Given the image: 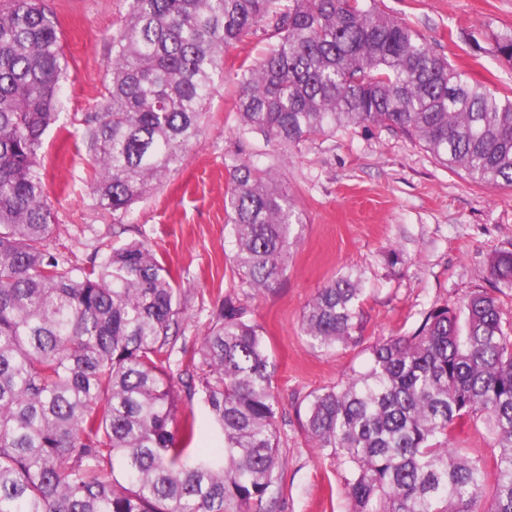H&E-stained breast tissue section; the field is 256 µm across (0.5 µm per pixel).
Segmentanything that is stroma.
Segmentation results:
<instances>
[{
    "mask_svg": "<svg viewBox=\"0 0 512 512\" xmlns=\"http://www.w3.org/2000/svg\"><path fill=\"white\" fill-rule=\"evenodd\" d=\"M378 2L472 81L512 87V63L489 43L490 34L512 30V0ZM44 6L59 21L69 74L59 118L39 152L54 215L52 251L79 267L99 263L111 247L133 239L158 254L186 295L170 358L177 384L191 371V354L224 298L245 307L276 364L282 464L276 512H350L335 457L314 448L304 428L311 394L363 370L373 344L408 335L432 306L459 302L487 286L491 257L512 250V189L476 185L383 126L347 127L300 146L286 161L262 135H240L235 73L242 59L257 60L267 49L259 34L225 54L224 73L205 106V132L182 166L116 224L110 212L91 204L93 170L82 118L105 91L109 38L128 2L44 0ZM452 32L457 42H449ZM468 34L480 50L465 43ZM237 153L272 171L303 218L294 227L297 242L279 285L259 296L239 285L224 213V164ZM344 271L362 280L358 326L348 344L321 351L303 335L302 314L317 291ZM451 444L462 455L485 460L484 494L492 496L495 443L485 425L456 428Z\"/></svg>",
    "mask_w": 512,
    "mask_h": 512,
    "instance_id": "stroma-1",
    "label": "stroma"
}]
</instances>
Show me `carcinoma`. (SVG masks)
Segmentation results:
<instances>
[{"label":"carcinoma","mask_w":512,"mask_h":512,"mask_svg":"<svg viewBox=\"0 0 512 512\" xmlns=\"http://www.w3.org/2000/svg\"><path fill=\"white\" fill-rule=\"evenodd\" d=\"M377 0H129L111 37L110 81L84 115L97 173L92 205L117 223L156 190L203 133L224 52L263 29L273 39L237 69L243 133L284 158L352 124L384 126L472 183L512 188V91L472 82ZM512 61V32L491 35ZM67 79L59 22L41 0L0 9V512H252L274 504L279 400L259 326L223 301L184 392L170 354L184 292L139 240L79 269L50 252L53 215L42 136ZM224 209L241 286L277 287L302 223L272 173L237 157ZM492 287L424 313L380 340L368 364L311 395L304 428L344 472L351 512H512V250ZM359 279L340 273L303 312L311 344L352 339ZM200 396L224 434L194 448L182 400ZM494 436L497 484L449 447L458 425Z\"/></svg>","instance_id":"cac0c4a2"}]
</instances>
